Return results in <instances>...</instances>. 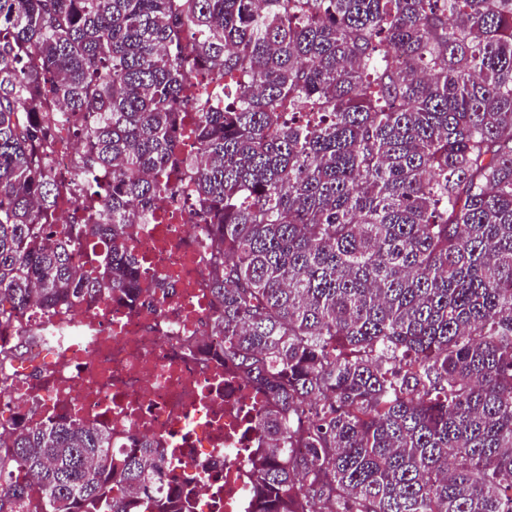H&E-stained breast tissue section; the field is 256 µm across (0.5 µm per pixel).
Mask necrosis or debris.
Segmentation results:
<instances>
[{
    "label": "necrosis or debris",
    "instance_id": "1",
    "mask_svg": "<svg viewBox=\"0 0 512 512\" xmlns=\"http://www.w3.org/2000/svg\"><path fill=\"white\" fill-rule=\"evenodd\" d=\"M194 191L182 180L178 200H160L152 223L136 229L144 305L36 306L20 326L0 329V345L29 339L27 363L15 365L14 386L0 394V430L76 419L110 430L122 452L155 439L198 512H252L263 397L215 358L222 337L204 334L208 227L189 215ZM162 281L173 293L158 300L152 288Z\"/></svg>",
    "mask_w": 512,
    "mask_h": 512
}]
</instances>
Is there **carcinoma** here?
Instances as JSON below:
<instances>
[{"label": "carcinoma", "instance_id": "obj_1", "mask_svg": "<svg viewBox=\"0 0 512 512\" xmlns=\"http://www.w3.org/2000/svg\"><path fill=\"white\" fill-rule=\"evenodd\" d=\"M186 171L207 330L266 399L253 512H512V0H0V324L137 303ZM113 448L17 425L0 512H197L156 441Z\"/></svg>", "mask_w": 512, "mask_h": 512}]
</instances>
